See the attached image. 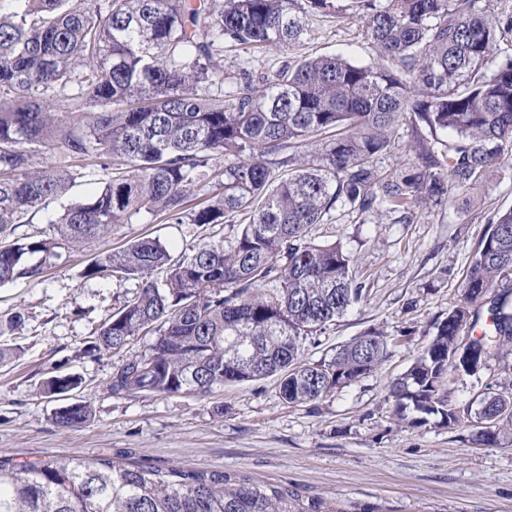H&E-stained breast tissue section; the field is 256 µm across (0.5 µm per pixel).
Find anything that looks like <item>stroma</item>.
I'll list each match as a JSON object with an SVG mask.
<instances>
[{
    "instance_id": "35a3bbf8",
    "label": "stroma",
    "mask_w": 512,
    "mask_h": 512,
    "mask_svg": "<svg viewBox=\"0 0 512 512\" xmlns=\"http://www.w3.org/2000/svg\"><path fill=\"white\" fill-rule=\"evenodd\" d=\"M372 56L351 15H328L282 59ZM512 209V172H490L469 194L420 211L367 218L339 207L313 225L319 242H340L356 258L365 300L305 346L316 362L370 328L406 331L378 370L326 400L291 407L270 376L209 397L150 393L115 397L106 384L116 359L94 349L103 322L137 290L133 280L88 279L105 251L140 238L165 244L173 259L207 242L230 240L225 224H171L149 214L117 224L79 249L60 248L36 282L0 286V457L17 464L78 455L143 467L220 471L288 486L336 512H512V445L484 446L475 430L395 424L389 385L420 354L433 323L454 304L470 257L495 213ZM25 319L17 327L16 314ZM74 373L75 398L93 416L58 428L60 402L42 393L49 373Z\"/></svg>"
}]
</instances>
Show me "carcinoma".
<instances>
[{
  "label": "carcinoma",
  "instance_id": "cac0c4a2",
  "mask_svg": "<svg viewBox=\"0 0 512 512\" xmlns=\"http://www.w3.org/2000/svg\"><path fill=\"white\" fill-rule=\"evenodd\" d=\"M338 2L0 0V285L35 282L60 242L80 247L144 213L175 224L250 213L230 244L205 243L177 262L160 241L141 238L87 265L89 279L139 280L99 330L98 350L117 355L156 333L146 352L113 366L111 395L207 397L277 375L288 405L334 396L386 362L395 338L371 328L326 359H302L306 341L366 295L351 252L315 241L310 228L338 204L410 224L492 167L512 171V55L499 48L512 14L491 0H352L368 62L318 55L255 67L256 54L299 44L315 18L342 12ZM226 48L243 54L232 73L221 64ZM403 122L426 133L403 168L382 171L376 160ZM56 150L110 160L116 175L61 205L54 236L6 242L75 180L40 161ZM511 275L509 210L489 218L460 299L391 383L397 424L471 421L450 386L512 354V288L503 287ZM80 384L56 374L43 391L66 397ZM481 411L478 441L500 444L512 431V384L486 387ZM92 413L76 399L53 420L73 429ZM0 512L336 509L244 475L72 456L27 466L0 458Z\"/></svg>",
  "mask_w": 512,
  "mask_h": 512
}]
</instances>
